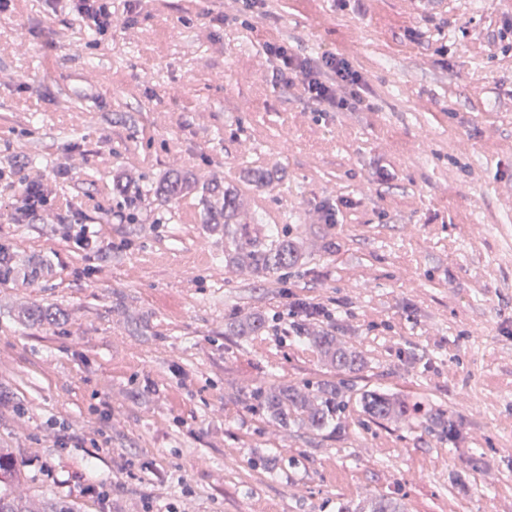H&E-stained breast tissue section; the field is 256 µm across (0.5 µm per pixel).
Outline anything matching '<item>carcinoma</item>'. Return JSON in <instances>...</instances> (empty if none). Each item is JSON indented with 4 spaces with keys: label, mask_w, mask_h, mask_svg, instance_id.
Returning a JSON list of instances; mask_svg holds the SVG:
<instances>
[{
    "label": "carcinoma",
    "mask_w": 512,
    "mask_h": 512,
    "mask_svg": "<svg viewBox=\"0 0 512 512\" xmlns=\"http://www.w3.org/2000/svg\"><path fill=\"white\" fill-rule=\"evenodd\" d=\"M238 255L258 273L274 275L298 262L292 244L272 235L265 246L239 247ZM320 356L339 372H355L363 367L360 355L336 344V337L324 334L313 338ZM349 387L343 382H327L312 387L304 393L293 387L268 386L255 392L257 406L268 416L283 425L304 419L308 426L323 431L339 423L350 402ZM357 402L364 413L374 420L388 421L403 416L406 409L393 396L379 390H366L359 394ZM22 480V474L14 467L13 451L0 448V512H74L65 503H58L40 511L28 506L26 500L15 495L14 484ZM336 512H404L401 504L381 496L364 498L354 503H341Z\"/></svg>",
    "instance_id": "1"
}]
</instances>
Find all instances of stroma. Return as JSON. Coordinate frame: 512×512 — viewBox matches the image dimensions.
Instances as JSON below:
<instances>
[{
	"label": "stroma",
	"instance_id": "1",
	"mask_svg": "<svg viewBox=\"0 0 512 512\" xmlns=\"http://www.w3.org/2000/svg\"><path fill=\"white\" fill-rule=\"evenodd\" d=\"M99 34L51 0L0 13V171L71 203L14 223L0 197V446L24 498L76 512H512V0H114ZM339 55L361 106L331 110L265 52ZM176 203L156 190L173 175ZM288 235L283 276L235 266ZM88 230V251L61 242ZM329 316L297 333L293 302ZM60 312L55 322L25 310ZM265 317L252 336L230 323ZM355 348L335 429L282 426L260 386L339 377L309 339ZM459 424L455 440L439 426ZM46 461L41 472L34 459ZM103 487L108 502L86 493ZM357 402L365 414L378 421H388L406 413L396 398L379 390H365L359 394ZM336 512H404L396 501L381 496L364 498L354 503H339Z\"/></svg>",
	"mask_w": 512,
	"mask_h": 512
}]
</instances>
